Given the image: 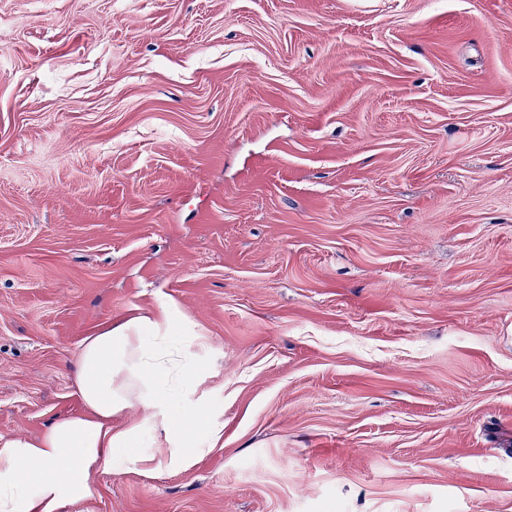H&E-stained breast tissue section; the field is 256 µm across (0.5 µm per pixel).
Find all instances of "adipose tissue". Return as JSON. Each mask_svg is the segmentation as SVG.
<instances>
[{
    "instance_id": "obj_1",
    "label": "adipose tissue",
    "mask_w": 512,
    "mask_h": 512,
    "mask_svg": "<svg viewBox=\"0 0 512 512\" xmlns=\"http://www.w3.org/2000/svg\"><path fill=\"white\" fill-rule=\"evenodd\" d=\"M171 311L109 325L86 337L75 361L82 413L55 420L35 439L0 436V512H63L94 497L91 469L150 465L131 455L144 431H159L171 466L182 469L211 443L196 396L198 356ZM135 408L143 419L116 429L114 416Z\"/></svg>"
}]
</instances>
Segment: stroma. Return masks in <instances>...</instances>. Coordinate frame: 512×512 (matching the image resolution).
Here are the masks:
<instances>
[{"label":"stroma","mask_w":512,"mask_h":512,"mask_svg":"<svg viewBox=\"0 0 512 512\" xmlns=\"http://www.w3.org/2000/svg\"><path fill=\"white\" fill-rule=\"evenodd\" d=\"M162 307L220 436L64 512H512V0H0V435Z\"/></svg>","instance_id":"obj_1"}]
</instances>
